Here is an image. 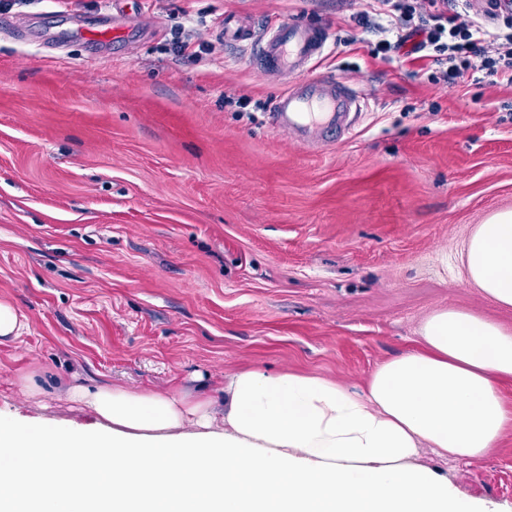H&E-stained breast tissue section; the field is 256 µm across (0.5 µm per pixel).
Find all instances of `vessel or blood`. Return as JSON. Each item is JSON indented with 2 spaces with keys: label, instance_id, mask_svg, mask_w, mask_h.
Returning <instances> with one entry per match:
<instances>
[{
  "label": "vessel or blood",
  "instance_id": "1",
  "mask_svg": "<svg viewBox=\"0 0 512 512\" xmlns=\"http://www.w3.org/2000/svg\"><path fill=\"white\" fill-rule=\"evenodd\" d=\"M224 41L253 50L251 62L263 73L289 83L272 107V125L301 137L338 140L348 135L346 112H364L365 98L348 81L308 76L311 64L328 48L329 32L317 20L293 18L267 23L241 15L225 16Z\"/></svg>",
  "mask_w": 512,
  "mask_h": 512
}]
</instances>
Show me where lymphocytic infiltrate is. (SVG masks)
I'll use <instances>...</instances> for the list:
<instances>
[{"mask_svg": "<svg viewBox=\"0 0 512 512\" xmlns=\"http://www.w3.org/2000/svg\"><path fill=\"white\" fill-rule=\"evenodd\" d=\"M356 24L377 36L374 58L390 60L404 49L437 67L431 80L455 86L464 73H482L512 85V30H490L450 0H359Z\"/></svg>", "mask_w": 512, "mask_h": 512, "instance_id": "f902f5d3", "label": "lymphocytic infiltrate"}]
</instances>
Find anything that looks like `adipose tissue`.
Wrapping results in <instances>:
<instances>
[{"label": "adipose tissue", "mask_w": 512, "mask_h": 512, "mask_svg": "<svg viewBox=\"0 0 512 512\" xmlns=\"http://www.w3.org/2000/svg\"><path fill=\"white\" fill-rule=\"evenodd\" d=\"M463 261L512 307V210L478 226ZM419 333L359 392L246 368L218 403L71 377L94 429L0 418V512H490L418 459L482 458L512 425V332L441 309Z\"/></svg>", "instance_id": "obj_1"}]
</instances>
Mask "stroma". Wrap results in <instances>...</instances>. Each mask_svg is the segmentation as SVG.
<instances>
[{
	"label": "stroma",
	"mask_w": 512,
	"mask_h": 512,
	"mask_svg": "<svg viewBox=\"0 0 512 512\" xmlns=\"http://www.w3.org/2000/svg\"><path fill=\"white\" fill-rule=\"evenodd\" d=\"M112 2L0 0V300L29 319L0 343L1 416L93 425L74 374L219 399L251 367L360 391L443 308L512 332L462 262L512 209V85L372 58L344 0H139L133 41L77 33ZM228 13L326 26L312 75L370 103L347 138L269 127L286 86L225 44ZM423 462L512 512V427L482 458Z\"/></svg>",
	"instance_id": "35a3bbf8"
}]
</instances>
